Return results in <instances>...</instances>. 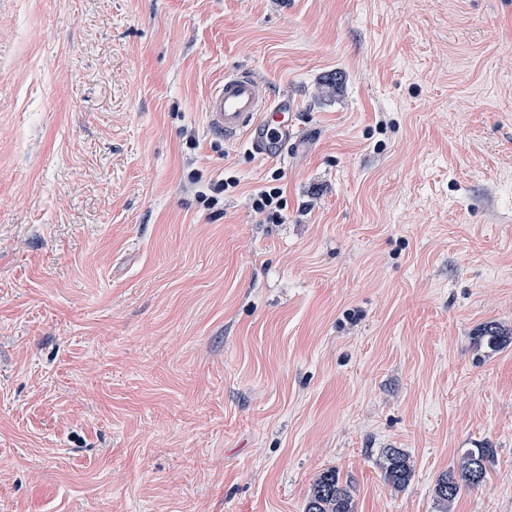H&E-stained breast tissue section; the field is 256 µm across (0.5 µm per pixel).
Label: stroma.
I'll return each instance as SVG.
<instances>
[{"label":"stroma","mask_w":512,"mask_h":512,"mask_svg":"<svg viewBox=\"0 0 512 512\" xmlns=\"http://www.w3.org/2000/svg\"><path fill=\"white\" fill-rule=\"evenodd\" d=\"M237 67L307 148L210 132ZM274 181L276 224L249 207ZM489 322L512 333V0H0V512H302L332 467L354 512H438L485 443L449 512H512ZM493 457L494 450L489 446L469 448L461 454L456 466L442 475L436 484V501L446 509L440 512L448 511L463 486L477 488L485 482ZM470 476L474 477V481L464 485ZM378 466L385 482L395 489L404 488L411 480L413 468L410 457L400 448H385Z\"/></svg>","instance_id":"1"}]
</instances>
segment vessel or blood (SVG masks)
Instances as JSON below:
<instances>
[{
  "label": "vessel or blood",
  "instance_id": "vessel-or-blood-1",
  "mask_svg": "<svg viewBox=\"0 0 512 512\" xmlns=\"http://www.w3.org/2000/svg\"><path fill=\"white\" fill-rule=\"evenodd\" d=\"M204 111L211 132L228 141L246 137L252 151L263 158H284L292 140L302 137L295 102L272 98L245 68L225 71L223 81L207 93Z\"/></svg>",
  "mask_w": 512,
  "mask_h": 512
}]
</instances>
